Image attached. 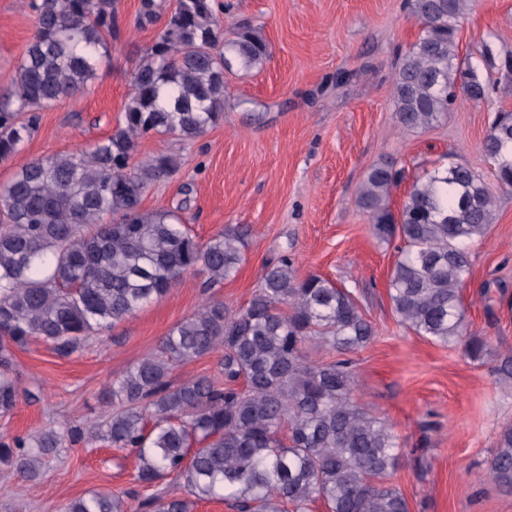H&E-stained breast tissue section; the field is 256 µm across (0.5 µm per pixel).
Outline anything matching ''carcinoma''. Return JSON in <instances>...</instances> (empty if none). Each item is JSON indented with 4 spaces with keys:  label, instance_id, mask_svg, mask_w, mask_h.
I'll return each instance as SVG.
<instances>
[{
    "label": "carcinoma",
    "instance_id": "1",
    "mask_svg": "<svg viewBox=\"0 0 512 512\" xmlns=\"http://www.w3.org/2000/svg\"><path fill=\"white\" fill-rule=\"evenodd\" d=\"M470 2L409 0L421 33L395 65L392 105L402 128H432L457 102L485 99L486 84L458 54ZM31 7L35 35L11 88L0 91L1 160L31 137L38 112L95 77L118 31V0ZM162 9L140 0L139 23L156 22ZM266 58L261 33L245 24L224 29L215 0H176L132 72L116 130L79 151L27 162L0 183L1 415L20 398L12 348L38 340L66 357L165 296L189 270H204L212 286L236 275L248 229L226 227L199 242L178 211L142 209L145 192L181 161L164 151L133 159L148 135L190 141L220 122L224 73ZM482 151L493 186L450 162L413 183L396 217L389 200L401 170L380 163L356 197L376 237L405 244L388 281L400 323L436 344L462 346L473 360L487 344L466 328L468 244L495 221L494 189H512L511 112L496 116ZM376 335L353 292L320 275L299 277L284 254L265 268L246 307L234 312L211 300L174 325L156 352L112 382L95 421L34 438L0 436V460L10 474L35 479L66 438H102L134 455L141 483L173 475L196 499L220 498L238 512H311L318 501L326 512H410L389 481L399 438L354 398L352 355ZM219 350L224 380H170L176 365ZM490 476L512 490V424L499 433ZM190 505L158 497L152 512ZM66 512L130 507L118 494L92 493Z\"/></svg>",
    "mask_w": 512,
    "mask_h": 512
}]
</instances>
